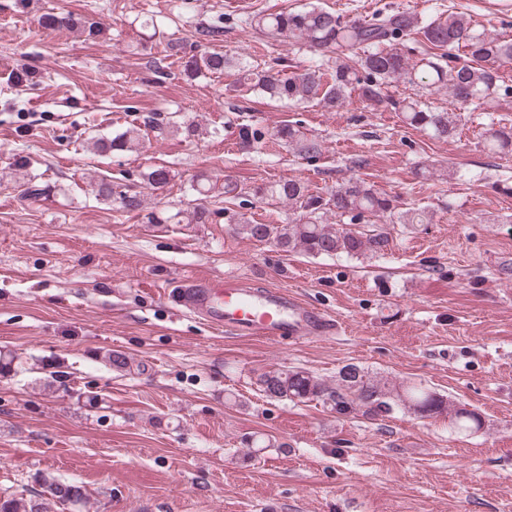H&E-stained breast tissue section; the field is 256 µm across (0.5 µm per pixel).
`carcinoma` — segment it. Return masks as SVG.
Segmentation results:
<instances>
[{
  "label": "carcinoma",
  "instance_id": "1",
  "mask_svg": "<svg viewBox=\"0 0 512 512\" xmlns=\"http://www.w3.org/2000/svg\"><path fill=\"white\" fill-rule=\"evenodd\" d=\"M246 23L270 41L286 40L310 52L309 65L289 74L269 63L259 68L234 60L217 47L224 36L221 22H200L194 37L203 52L188 61V74H222L226 69H235L240 89L303 108L314 103L330 109L342 107L348 91L353 90L367 105L399 112L407 125L436 138L452 136L468 106L484 105L489 110L498 94H507L512 89L504 84L495 68L499 62L512 61V40L491 36L463 13L422 19L404 10L382 8L369 20L347 23L336 11L313 5L297 12H255L246 18ZM40 26L52 32L76 29L89 39L102 33L93 13H45L40 17ZM414 31L423 35L428 49L422 58L411 63L400 48V40ZM0 80L10 90L35 84L33 73L24 66L10 70ZM393 83H403L413 93L398 98L387 94L385 89ZM443 88L456 101L457 110L436 111L421 101L422 91ZM140 132L141 128L134 125L113 136L98 137L95 146L102 153L130 152L139 145ZM235 135L244 147L265 138L249 122L235 124ZM275 137L289 146H297L307 159H316L322 153L320 141L305 136L290 124L278 129ZM485 146L493 154L512 153V126L490 127ZM141 178L157 191L169 185L171 173L156 166L142 172ZM48 188L49 184L30 179L22 198L39 201ZM255 195L287 202L292 218L286 224H264L241 216L234 220L238 232L258 242H272L286 252L301 251L312 257L379 256L390 246L386 229L357 231L344 224H324L322 218L328 213L338 217L350 213L386 214L399 224H421L425 219L422 211L395 212L391 198L358 180H350L323 196L309 191L296 179L282 178L256 188ZM96 196L111 202L121 212L144 209L141 194L123 183L103 179L97 184ZM145 219L149 224H181L183 212L152 211ZM256 385L269 399L319 401L340 416L359 413L366 419L378 420L402 413L444 418L448 420V431L454 434L482 429L477 413L458 406L423 383L389 382L354 364L343 366L333 384L306 371L276 369L260 374ZM38 486L28 496L1 491L0 512H49L52 503L76 507L88 498L81 483L52 475H40Z\"/></svg>",
  "mask_w": 512,
  "mask_h": 512
}]
</instances>
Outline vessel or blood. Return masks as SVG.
Wrapping results in <instances>:
<instances>
[{"label":"vessel or blood","instance_id":"b4317fda","mask_svg":"<svg viewBox=\"0 0 512 512\" xmlns=\"http://www.w3.org/2000/svg\"><path fill=\"white\" fill-rule=\"evenodd\" d=\"M164 296L177 311L203 318L225 334L275 345L330 338L340 324L284 288H253L234 278L174 282Z\"/></svg>","mask_w":512,"mask_h":512}]
</instances>
